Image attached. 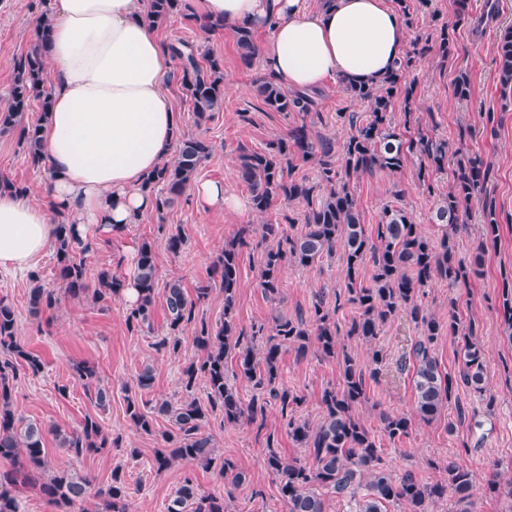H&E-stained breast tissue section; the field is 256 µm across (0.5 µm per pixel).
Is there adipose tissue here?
I'll return each mask as SVG.
<instances>
[{
  "label": "adipose tissue",
  "instance_id": "obj_1",
  "mask_svg": "<svg viewBox=\"0 0 512 512\" xmlns=\"http://www.w3.org/2000/svg\"><path fill=\"white\" fill-rule=\"evenodd\" d=\"M149 0H47L41 128L50 171L42 195L0 188V269L24 274L55 220L77 232L123 229L153 210L144 179L173 151L180 114L166 91L171 54L145 19ZM202 15L264 33L263 69L293 91L341 78L372 84L403 54L407 31L390 0H203Z\"/></svg>",
  "mask_w": 512,
  "mask_h": 512
}]
</instances>
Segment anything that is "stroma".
<instances>
[{
	"label": "stroma",
	"mask_w": 512,
	"mask_h": 512,
	"mask_svg": "<svg viewBox=\"0 0 512 512\" xmlns=\"http://www.w3.org/2000/svg\"><path fill=\"white\" fill-rule=\"evenodd\" d=\"M41 11V0H0V101L12 84L15 59L34 39ZM510 22L512 0H498L496 20L486 22L481 31L464 24L457 27L454 57L442 60L434 50L417 60L412 70L417 113L430 133L480 156L492 170L486 195L492 199L502 226L500 241L478 252L482 209L477 201L471 205L466 228L455 238L459 257L469 261L475 254H482L481 276L454 290L435 283L423 288L418 297L425 309L443 321L448 318L449 300H456L462 321L476 323L490 375L488 387L483 394L462 389L458 396L482 421L483 442H476L465 426L456 424L451 406L434 421L415 422L407 438L392 441L383 434L380 412L409 415L414 408L412 376L402 367L418 335L408 317L397 316L378 340L352 339L347 343L351 354L373 373L367 381V399L358 405L356 414L375 436L385 465L397 475L411 471L420 479L437 481L446 476L443 461L466 451V461L479 479L473 491L474 512H504L505 501L488 494L483 480L495 470L502 477H512V343L506 338L500 313L502 290L512 283V95L501 94L494 51L501 25ZM158 33L165 42L185 41L223 55L224 105L210 122L194 124L192 106L182 95L177 77H169L168 92L186 132L206 138L213 146L200 166L198 180L223 182L227 192L248 199V189L237 176L240 148L263 150L270 140L286 137L289 129L304 118L294 112L266 111L256 100L252 85L261 75V67L241 62L231 30L210 35L193 21L177 17L159 27ZM461 72L471 80V96L464 100L453 93L454 78ZM318 94L317 110L306 119L313 122L318 133L343 142L350 129L337 123V111L361 112L364 104L351 100L334 81L319 88ZM490 112L495 115L491 124L486 121ZM416 168L411 162L401 172L379 171L352 182L366 225L378 222L384 206H404L423 234L440 237V226L431 221L436 198L419 188ZM0 176L37 194L43 192L49 180L47 170L28 163L18 129L0 133ZM302 210V204L282 202L264 214L249 210L203 212L188 192L163 212L145 213L101 243L88 255L87 267L93 273L108 267L117 276H131L139 246L149 242L157 255L159 288L176 281L190 291L198 280L206 278L225 242L242 225L257 228L281 224L289 217L300 218ZM166 230L183 236L185 243L178 253L167 250L162 236ZM261 254L258 247L243 251L237 307L242 328L269 326L275 318L294 316L307 310L319 290L330 292L344 286L345 265L336 255L306 269L286 266L277 299H268L259 286ZM0 298L15 310L18 342L44 364L38 377L23 374L14 381L13 399L24 421L43 426L44 446L54 467L77 471L102 488L110 483L113 469H122L129 512H167L188 474L194 476L203 492L223 496L224 480L217 472H206L186 462L157 470L154 452L163 444L169 421L156 418L153 432L145 434L133 429L125 413L130 396H141L151 405L165 400L177 404L186 397L181 370L186 362L197 358L198 351L186 337L178 354L158 352L156 344L167 333L163 296H156L149 324L136 330L127 325L130 306L121 296L104 308L88 299L66 296L56 309L37 314L29 304L27 276L0 271ZM376 351L381 352V360H373ZM79 362L94 366L99 385L108 392L105 403H98L76 376L74 366ZM147 366L153 371V383L143 390L137 378ZM281 382L303 396L300 416L315 421L321 414V393L327 386L338 384L339 370L335 360L321 357L317 350H309L305 358L299 359L289 349L281 356ZM88 415L118 437L119 444L76 459L61 448L60 436L78 429ZM204 431L212 437L218 454L236 462L246 475L234 491L231 512H288L278 482L266 466V440L274 438L282 453L290 457L299 455L300 450L288 435L277 402L267 401L261 425L230 424L217 412L210 416Z\"/></svg>",
	"instance_id": "35a3bbf8"
}]
</instances>
